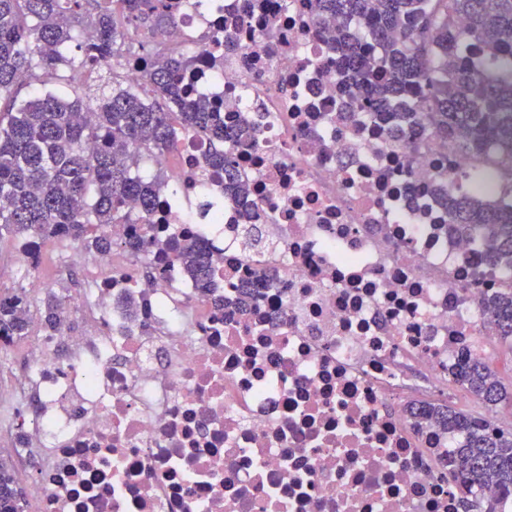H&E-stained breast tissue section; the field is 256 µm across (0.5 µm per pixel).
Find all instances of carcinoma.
I'll return each instance as SVG.
<instances>
[{
    "label": "carcinoma",
    "mask_w": 512,
    "mask_h": 512,
    "mask_svg": "<svg viewBox=\"0 0 512 512\" xmlns=\"http://www.w3.org/2000/svg\"><path fill=\"white\" fill-rule=\"evenodd\" d=\"M311 2L316 30L336 52L344 110L384 125L388 138L407 149L430 134L471 155L512 157V0ZM183 7V0H0V239L23 240L33 256L48 239H70L90 252L112 249L107 227L136 223L127 203L137 201L142 221L156 194L166 192L164 175L145 173L142 162L174 151L184 132L212 146L203 169L238 182L224 141L254 142L256 130L224 126L204 96L188 94L182 75L193 55L156 56L141 85L122 73L118 45L145 40ZM353 17L364 23L368 39L336 27V19ZM85 64L104 67L106 81L95 89L80 83ZM57 82L71 95L46 90L19 99L25 86ZM439 194L451 232H480L492 265L512 263V202L450 195L445 186ZM149 248L182 263L196 287L209 291L203 239L135 234L125 242L136 255ZM60 307L52 294L41 315L52 336L63 324ZM486 312L495 335L512 340V285ZM30 325L27 294H0V340L11 344L28 335ZM455 376L490 411L512 404V389L482 362L462 356ZM418 416H433L463 436L450 454L454 477L491 483L497 492L474 501L479 512H496L498 498H512V431L447 405L423 406ZM0 512H21L13 475L1 462Z\"/></svg>",
    "instance_id": "1"
}]
</instances>
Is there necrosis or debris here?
<instances>
[{
    "label": "necrosis or debris",
    "instance_id": "4bbe7bcc",
    "mask_svg": "<svg viewBox=\"0 0 512 512\" xmlns=\"http://www.w3.org/2000/svg\"><path fill=\"white\" fill-rule=\"evenodd\" d=\"M187 32L189 92L258 131L234 150L239 197L199 176L203 138L156 162L185 199H224L216 224L163 203L152 218L208 238L214 292L130 255L141 224L112 225L107 252L57 241L85 327L34 335L0 397L36 402L0 416V447L37 467L25 512H465L458 434L411 409L446 396L460 354L489 355L504 276L441 232L436 192L485 159L331 122L335 54L310 0H209L149 38L174 51Z\"/></svg>",
    "mask_w": 512,
    "mask_h": 512
}]
</instances>
